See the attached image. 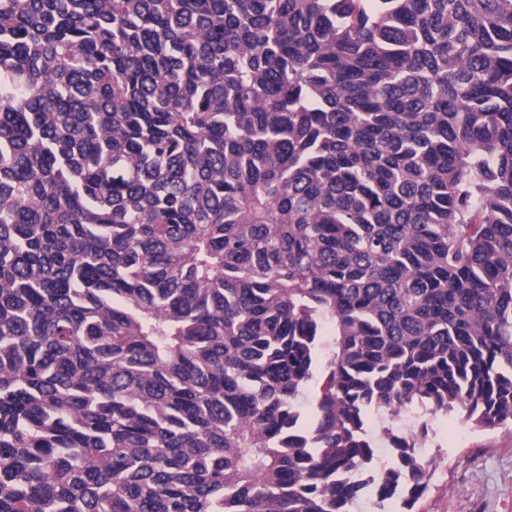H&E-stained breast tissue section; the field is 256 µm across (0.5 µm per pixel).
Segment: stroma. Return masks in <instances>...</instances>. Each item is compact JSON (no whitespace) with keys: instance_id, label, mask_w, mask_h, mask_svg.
<instances>
[{"instance_id":"obj_1","label":"stroma","mask_w":512,"mask_h":512,"mask_svg":"<svg viewBox=\"0 0 512 512\" xmlns=\"http://www.w3.org/2000/svg\"><path fill=\"white\" fill-rule=\"evenodd\" d=\"M424 453L435 468L416 512H512V429L429 417Z\"/></svg>"}]
</instances>
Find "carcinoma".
I'll return each instance as SVG.
<instances>
[{
    "instance_id": "cac0c4a2",
    "label": "carcinoma",
    "mask_w": 512,
    "mask_h": 512,
    "mask_svg": "<svg viewBox=\"0 0 512 512\" xmlns=\"http://www.w3.org/2000/svg\"><path fill=\"white\" fill-rule=\"evenodd\" d=\"M452 413L512 426V0H0V512L410 510Z\"/></svg>"
}]
</instances>
